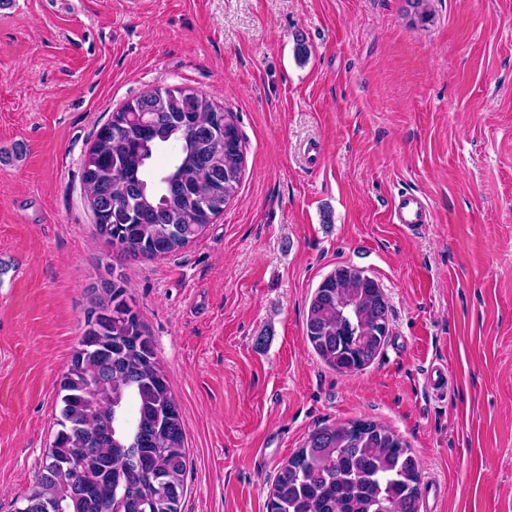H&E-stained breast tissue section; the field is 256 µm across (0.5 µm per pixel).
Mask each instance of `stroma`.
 I'll return each instance as SVG.
<instances>
[{"label": "stroma", "instance_id": "1", "mask_svg": "<svg viewBox=\"0 0 512 512\" xmlns=\"http://www.w3.org/2000/svg\"><path fill=\"white\" fill-rule=\"evenodd\" d=\"M307 58H298L297 40ZM190 87L243 137L237 198L180 252L95 233L82 160L126 101ZM429 203L409 232L393 196ZM390 305L346 375L305 332L336 267ZM121 278L184 423L180 512H269L316 429L411 446L436 512H512V0H10L0 7V512L38 478L87 311ZM448 366V398L426 370Z\"/></svg>", "mask_w": 512, "mask_h": 512}]
</instances>
